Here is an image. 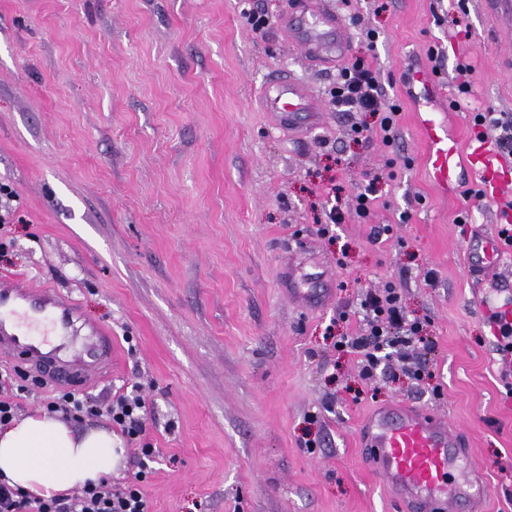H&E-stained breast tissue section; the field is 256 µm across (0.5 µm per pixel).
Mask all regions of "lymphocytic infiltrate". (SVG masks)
<instances>
[{"label": "lymphocytic infiltrate", "instance_id": "obj_1", "mask_svg": "<svg viewBox=\"0 0 512 512\" xmlns=\"http://www.w3.org/2000/svg\"><path fill=\"white\" fill-rule=\"evenodd\" d=\"M333 105L349 112H368L376 115V132L385 144H392L393 130L400 107L389 100L378 72L367 57L355 58L341 69L335 86L330 91ZM359 334L350 342H336V350L352 348L360 356L364 378H372L388 355H396L403 371L421 378L422 366L414 362L411 347L423 342L424 322L409 316L402 296L392 285L367 291L360 300ZM41 377H29L16 369L0 368V426L13 421L18 408V397L29 393L31 387L43 386ZM45 411L60 412L78 421L85 416H106L130 440H142L139 450L142 461H153L156 451L144 443L147 406L138 391L118 395L106 405L92 403L86 395L59 390L42 403ZM141 476H134L123 488L113 489L111 480L84 487L78 495L57 494L41 498L0 481V512H147V502L140 488Z\"/></svg>", "mask_w": 512, "mask_h": 512}]
</instances>
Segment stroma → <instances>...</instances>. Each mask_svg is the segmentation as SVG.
Returning a JSON list of instances; mask_svg holds the SVG:
<instances>
[{
    "label": "stroma",
    "instance_id": "1",
    "mask_svg": "<svg viewBox=\"0 0 512 512\" xmlns=\"http://www.w3.org/2000/svg\"><path fill=\"white\" fill-rule=\"evenodd\" d=\"M288 2L0 0V182L18 193L0 276L60 289L111 329V376L80 390L100 403L139 387L159 450L148 512H398L358 447L363 417L388 403L464 432L487 512H512V372L485 320L512 302V258L470 274L490 206L464 197V166L435 183L421 127L434 118L459 145L472 113L512 114V0H326L348 58L371 54L401 105L389 146L352 140L374 119L336 110L339 67L307 63ZM280 73L320 95L318 123L263 111ZM369 172L383 178L364 221L353 199ZM334 204L345 221L329 239L318 228ZM301 278L330 301L301 306ZM389 282L427 323L418 380L389 367L365 379L334 347L356 335L361 295Z\"/></svg>",
    "mask_w": 512,
    "mask_h": 512
}]
</instances>
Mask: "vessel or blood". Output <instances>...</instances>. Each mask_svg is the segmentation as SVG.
<instances>
[{
  "instance_id": "obj_1",
  "label": "vessel or blood",
  "mask_w": 512,
  "mask_h": 512,
  "mask_svg": "<svg viewBox=\"0 0 512 512\" xmlns=\"http://www.w3.org/2000/svg\"><path fill=\"white\" fill-rule=\"evenodd\" d=\"M286 24L308 61L327 64L341 59L347 48L336 12L293 0ZM267 111L279 124L296 123L299 114L318 117L321 105L310 88L290 76L270 79L262 89ZM430 144V162L437 183L447 184L454 168V148L434 119L423 121ZM468 165L483 200L496 203L512 192V168L504 165L489 137L468 138ZM473 250L475 267L492 268L502 261L494 235L479 238ZM21 353L33 373L54 384L74 388L88 376L111 375L112 337L99 327L79 321L77 308L41 288L26 290L0 278V353ZM366 465L385 482L407 512H485L482 472L471 461L462 435L441 417L404 405L375 411L367 420L363 441Z\"/></svg>"
}]
</instances>
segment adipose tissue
Wrapping results in <instances>:
<instances>
[{
	"label": "adipose tissue",
	"instance_id": "obj_1",
	"mask_svg": "<svg viewBox=\"0 0 512 512\" xmlns=\"http://www.w3.org/2000/svg\"><path fill=\"white\" fill-rule=\"evenodd\" d=\"M122 453L110 430L78 435L65 421L31 416L0 433V475L10 486L48 498L111 475Z\"/></svg>",
	"mask_w": 512,
	"mask_h": 512
}]
</instances>
